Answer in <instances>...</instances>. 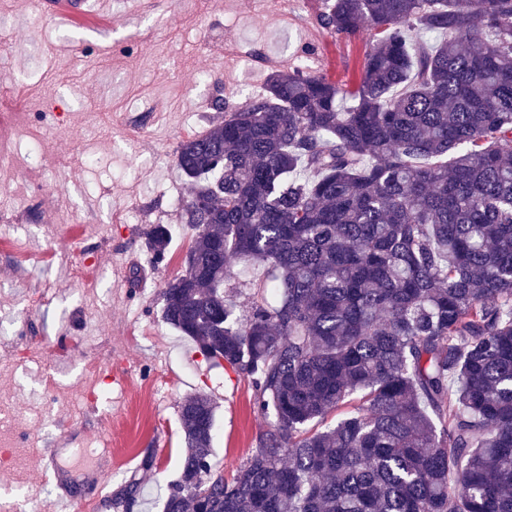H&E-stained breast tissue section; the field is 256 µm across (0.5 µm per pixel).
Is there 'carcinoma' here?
I'll list each match as a JSON object with an SVG mask.
<instances>
[{
  "instance_id": "cac0c4a2",
  "label": "carcinoma",
  "mask_w": 512,
  "mask_h": 512,
  "mask_svg": "<svg viewBox=\"0 0 512 512\" xmlns=\"http://www.w3.org/2000/svg\"><path fill=\"white\" fill-rule=\"evenodd\" d=\"M321 23L370 36L353 84L275 70L177 148L191 243L162 319L265 426L213 479L214 407L184 400L163 512H512V0H328ZM239 264L265 269L244 312Z\"/></svg>"
}]
</instances>
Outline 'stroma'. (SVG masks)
I'll return each instance as SVG.
<instances>
[{"label": "stroma", "mask_w": 512, "mask_h": 512, "mask_svg": "<svg viewBox=\"0 0 512 512\" xmlns=\"http://www.w3.org/2000/svg\"><path fill=\"white\" fill-rule=\"evenodd\" d=\"M73 2L0 0L13 32L0 46V80L29 106L15 152L40 148L60 172L49 190L27 184L24 168L0 172V507L17 497L50 507L108 448L106 494L135 479L143 512H163L185 449L186 398L213 403V460L225 478L264 426L250 381L210 366L161 317L160 292L190 245L171 206L191 193L177 147L222 120L216 103L245 104L296 59L305 74L349 83L367 38L325 30L324 0H88L110 8L115 25L83 13L56 22ZM156 224L171 229L160 262L146 249ZM86 259L91 271L73 276ZM44 287L53 304L30 306V291ZM53 446L64 450L57 481L40 464ZM148 454L151 471L141 467Z\"/></svg>", "instance_id": "1"}]
</instances>
